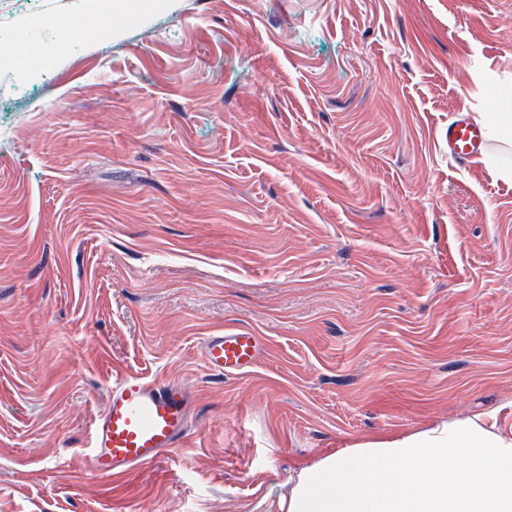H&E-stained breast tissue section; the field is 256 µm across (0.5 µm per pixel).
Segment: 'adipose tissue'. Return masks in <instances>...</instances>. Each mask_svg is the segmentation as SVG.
Listing matches in <instances>:
<instances>
[{"instance_id":"ef3b65f1","label":"adipose tissue","mask_w":512,"mask_h":512,"mask_svg":"<svg viewBox=\"0 0 512 512\" xmlns=\"http://www.w3.org/2000/svg\"><path fill=\"white\" fill-rule=\"evenodd\" d=\"M275 512H512V431L494 416L354 443L288 474Z\"/></svg>"}]
</instances>
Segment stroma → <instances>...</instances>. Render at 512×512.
I'll list each match as a JSON object with an SVG mask.
<instances>
[{"mask_svg":"<svg viewBox=\"0 0 512 512\" xmlns=\"http://www.w3.org/2000/svg\"><path fill=\"white\" fill-rule=\"evenodd\" d=\"M137 3L0 0V512H269L326 451L511 429L512 142L446 133L512 98V0ZM130 375L190 432L90 478ZM465 107H459L452 119L448 121L447 140L448 154L458 162L483 154L489 148L486 129L490 136L508 138L512 137L511 112H496L494 119L484 124L469 113ZM261 351L260 337L245 330L209 336L204 340L201 348L205 367L218 376L250 370L258 361Z\"/></svg>","mask_w":512,"mask_h":512,"instance_id":"stroma-1","label":"stroma"}]
</instances>
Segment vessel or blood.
<instances>
[{"instance_id":"vessel-or-blood-1","label":"vessel or blood","mask_w":512,"mask_h":512,"mask_svg":"<svg viewBox=\"0 0 512 512\" xmlns=\"http://www.w3.org/2000/svg\"><path fill=\"white\" fill-rule=\"evenodd\" d=\"M447 140L449 155L460 162L489 147L484 124L464 107L449 120ZM261 351L259 336L245 330L207 337L201 348L205 367L218 376L250 370ZM192 408L182 383L131 377L116 382L90 432V474L114 478L160 459L186 437Z\"/></svg>"}]
</instances>
